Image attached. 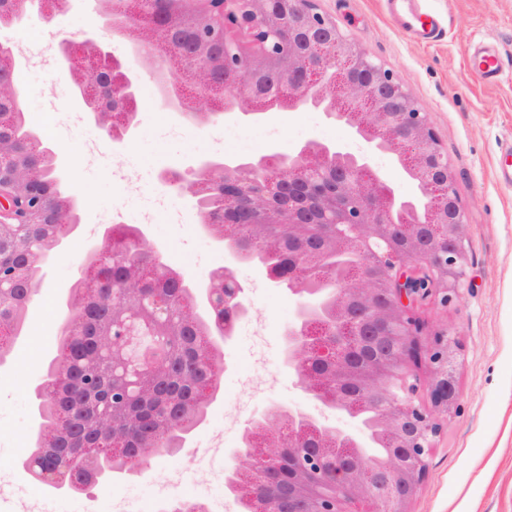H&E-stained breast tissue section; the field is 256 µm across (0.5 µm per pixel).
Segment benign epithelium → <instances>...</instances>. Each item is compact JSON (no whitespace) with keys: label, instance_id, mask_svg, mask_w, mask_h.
<instances>
[{"label":"benign epithelium","instance_id":"1","mask_svg":"<svg viewBox=\"0 0 512 512\" xmlns=\"http://www.w3.org/2000/svg\"><path fill=\"white\" fill-rule=\"evenodd\" d=\"M152 3L136 0L134 11L114 15L112 0H102V13L114 33L132 37L137 58L154 43L169 46L172 60L158 65L154 76L170 108L197 117L200 108L190 99L204 95L219 102L214 114L238 110L255 121L266 112L315 111L348 130L343 143L308 141L269 155L206 157L188 178L161 175L189 197L197 229L239 261L236 225H252L254 243L270 254L277 253L270 228L287 230L298 246L296 264L283 275L261 270L271 286L287 289L297 300L284 362L302 389L336 414L331 424L298 407L269 405L243 430L241 447L230 451L225 494L250 502L252 512H281L275 489L286 483L300 504L295 512H409L439 433L436 412L448 411L457 398V337L449 329L428 337L416 308L429 298L445 306L455 302L469 256L454 172L427 113L388 69L319 12L315 0H169L163 20L151 16ZM189 16L196 36L185 44L174 34ZM218 41L224 44L220 62ZM58 57L90 123L114 143L130 137L140 121L136 68L90 39L61 42ZM14 60V46L0 42V253L12 254L8 264H0V294L17 298L10 318L0 321L1 350L14 346L26 301L45 279L48 252L63 247L56 228L69 234L80 218L75 199L65 201L46 190L44 165L60 166L56 149L36 145L39 157L29 159L11 136V129L24 122L12 78ZM385 157L416 185V199H402L382 177ZM29 230L40 234L42 251L23 249L15 239ZM135 240L149 252L152 265L125 268L122 283L167 275L139 227ZM111 243L108 226L100 244L89 250L66 309L74 338L81 334L86 304L96 305L112 369H88L79 377L66 351L54 357L51 380L42 379L32 389L43 409L34 412L36 438L17 468L29 481L56 490L110 484L112 475L131 470L132 460L142 472L159 453L157 437L172 430L171 415H187L198 427L200 410L218 399L213 373L221 368L224 344L232 339L235 322L252 311L228 267L211 271L197 293L174 273L178 289L171 296L121 297L100 276L101 266L112 262ZM328 248L357 259L332 272L331 297L320 289ZM186 325L206 343L183 359ZM378 327L387 330L388 360L355 359ZM142 361L146 367L136 390L124 393L127 367ZM423 364L429 371L428 403L417 397V370ZM173 374L181 387L162 390L160 381ZM104 378L111 402L98 429L107 446L81 448L74 422L48 393L79 382L94 390ZM154 401L161 402L164 414L131 444L119 426L139 420L133 404ZM362 409L386 448L377 466L393 480L383 487L367 480L360 434L346 429ZM76 452L84 455V465L74 474L70 460Z\"/></svg>","mask_w":512,"mask_h":512}]
</instances>
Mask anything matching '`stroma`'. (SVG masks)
<instances>
[{
    "label": "stroma",
    "mask_w": 512,
    "mask_h": 512,
    "mask_svg": "<svg viewBox=\"0 0 512 512\" xmlns=\"http://www.w3.org/2000/svg\"><path fill=\"white\" fill-rule=\"evenodd\" d=\"M317 5L427 112L448 154L467 218L469 270L460 299L448 306L430 299L416 311L428 333L455 332L460 358L457 400L439 416L442 431L410 512H512V179L503 175L505 149L512 145V0H421L441 25L430 44L415 43L395 27L385 0H317ZM61 37L73 43L94 39L121 58L130 47L127 37L107 28L99 0H64L52 20L35 9L20 26L0 28V42L23 46L29 55L28 61L15 62L13 73L27 120L58 150L66 191L82 203L78 229L50 259L47 279L29 307L27 335L15 344L9 364L0 367V477L9 481L16 498L39 502L42 512H108L114 497L126 499L134 512H146L167 472L186 471L181 491L196 493V481L204 476L197 462L205 459L212 434H223L225 448L232 449L248 422L270 404L321 411L283 360L295 299L197 232L187 196L163 183L160 173H186L212 155L217 140L223 157L234 158L285 151L307 140L342 141L346 132L315 112L270 114L255 122L235 114L185 121L159 102L154 58L146 55L135 63L139 125L121 145H107L96 127L78 121L82 104L68 72L44 63L48 46ZM489 39L496 42L503 64L502 79L494 85L479 82L466 66L469 51ZM160 197L184 216L178 224L159 212L145 225L161 259L194 270L201 280L216 267H229L266 331L258 336L248 320L237 322L222 355L224 401L209 412L186 448L153 458L143 474L112 488L92 486L74 499H43L41 486L19 478L15 461L29 446L30 389L57 352L65 294L100 231L116 217L137 224L140 210Z\"/></svg>",
    "instance_id": "35a3bbf8"
}]
</instances>
